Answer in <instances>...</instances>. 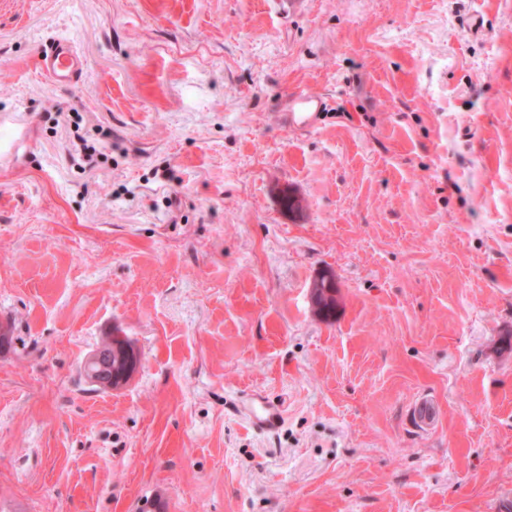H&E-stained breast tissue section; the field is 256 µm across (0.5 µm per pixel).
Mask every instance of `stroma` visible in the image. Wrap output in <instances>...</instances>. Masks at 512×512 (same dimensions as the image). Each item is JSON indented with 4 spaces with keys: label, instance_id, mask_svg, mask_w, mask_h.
I'll return each instance as SVG.
<instances>
[{
    "label": "stroma",
    "instance_id": "obj_1",
    "mask_svg": "<svg viewBox=\"0 0 512 512\" xmlns=\"http://www.w3.org/2000/svg\"><path fill=\"white\" fill-rule=\"evenodd\" d=\"M0 78V512H512V0H0ZM37 68L55 85L71 86L81 80L85 61L71 38L54 36L39 48ZM325 100L317 93L297 92L288 96V106L284 112V122L290 127L312 129L315 127ZM113 338L123 342L119 350V357L122 362L124 361V367L118 372L112 370L111 374H107L105 369H107L111 360L113 369L119 363L118 355L112 350ZM107 349L101 348L93 352L88 356L84 365L88 383L100 390H112L125 385L141 366L139 352L120 332L112 331L110 346ZM242 408L252 427L265 432L279 427L284 411L283 403L262 396L252 397Z\"/></svg>",
    "mask_w": 512,
    "mask_h": 512
}]
</instances>
